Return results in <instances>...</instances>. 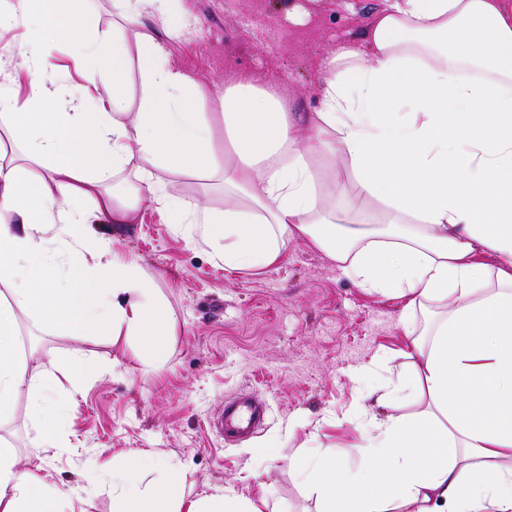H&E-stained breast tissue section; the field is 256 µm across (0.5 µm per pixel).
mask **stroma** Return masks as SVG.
Instances as JSON below:
<instances>
[{
  "label": "stroma",
  "instance_id": "35a3bbf8",
  "mask_svg": "<svg viewBox=\"0 0 512 512\" xmlns=\"http://www.w3.org/2000/svg\"><path fill=\"white\" fill-rule=\"evenodd\" d=\"M381 0H183L197 24L166 40L172 64L192 74L206 97L227 79L274 82L293 111L319 105V63L338 41L357 40ZM158 177L184 202L224 207L219 178L162 171ZM116 249L138 257L171 319L169 357L147 365L138 341L113 342L95 332L50 330L19 316L16 356L33 372L64 364L81 351L97 366L68 416L59 445L44 447L26 390L0 412V437L15 446L20 467H39L60 489L79 481L87 461L124 463L150 455L180 467L179 492L198 498L222 492L266 502V512H318L297 467L325 448L354 466L370 416L419 412L404 397L413 335L437 304L408 308L406 299L361 288L311 240L291 239L261 270L225 267L212 247L166 224L142 201L133 224H94ZM249 393L267 415L250 438L225 442L208 426L226 398Z\"/></svg>",
  "mask_w": 512,
  "mask_h": 512
}]
</instances>
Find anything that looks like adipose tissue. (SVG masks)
I'll return each mask as SVG.
<instances>
[{
	"mask_svg": "<svg viewBox=\"0 0 512 512\" xmlns=\"http://www.w3.org/2000/svg\"><path fill=\"white\" fill-rule=\"evenodd\" d=\"M137 27L86 23L85 0H13L0 30L15 32L39 69L67 44L85 85L65 76L32 81L0 68V408L20 389L44 418L39 438L56 447L60 406L46 393L86 384L72 355L63 377L29 373L16 357L18 313L70 331L106 329L138 339L143 355L168 356L169 319L137 259L110 241L90 249V224H132L140 198L200 242L224 243L225 266L261 270L290 238L306 237L371 293L434 301L447 312L414 342L409 378L427 406L371 419L356 471L324 450L297 470L319 512H512V0H383L361 41H342L321 63L320 103L300 117L277 85L239 76L205 104L195 79L171 64L146 21L186 29L181 0H114ZM139 64L137 106L125 82ZM347 161L351 179L324 180L316 160ZM132 169L135 194L108 183ZM223 173L224 209L188 205L158 171ZM378 204L376 221L340 224L323 195ZM141 456L113 467L114 512H263L212 494L174 495L140 484ZM61 491L20 468L0 440V512H83L85 483Z\"/></svg>",
	"mask_w": 512,
	"mask_h": 512,
	"instance_id": "obj_1",
	"label": "adipose tissue"
}]
</instances>
